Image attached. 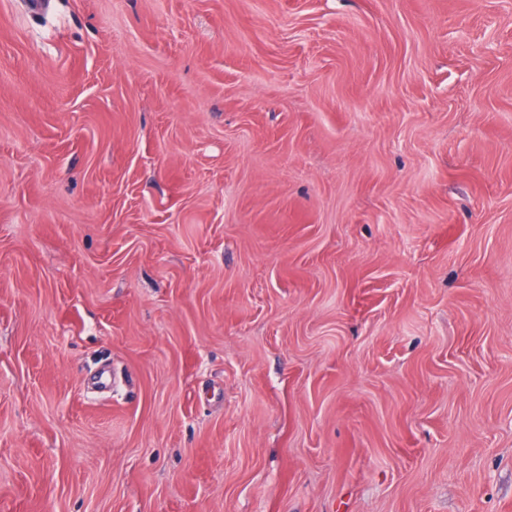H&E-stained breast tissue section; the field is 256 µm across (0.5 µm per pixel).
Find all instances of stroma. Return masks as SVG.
Wrapping results in <instances>:
<instances>
[{
  "mask_svg": "<svg viewBox=\"0 0 512 512\" xmlns=\"http://www.w3.org/2000/svg\"><path fill=\"white\" fill-rule=\"evenodd\" d=\"M0 512H512V0H0Z\"/></svg>",
  "mask_w": 512,
  "mask_h": 512,
  "instance_id": "obj_1",
  "label": "stroma"
}]
</instances>
